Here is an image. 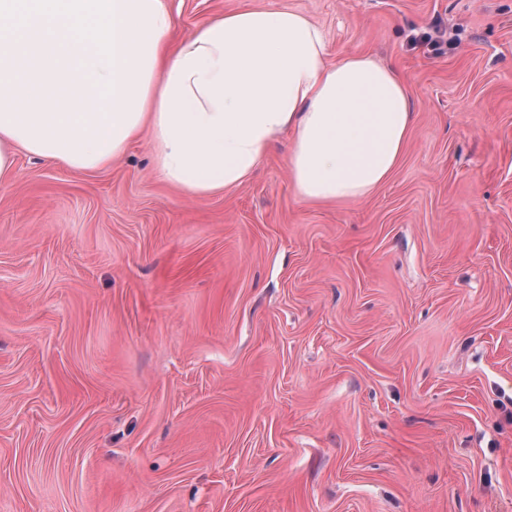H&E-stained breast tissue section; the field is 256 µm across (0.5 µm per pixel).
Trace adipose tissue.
<instances>
[{
    "label": "adipose tissue",
    "instance_id": "1",
    "mask_svg": "<svg viewBox=\"0 0 512 512\" xmlns=\"http://www.w3.org/2000/svg\"><path fill=\"white\" fill-rule=\"evenodd\" d=\"M173 28L163 0H0V183L18 153L97 170L144 134L190 197L244 184L282 137L308 203L366 199L399 168L413 110L393 65L329 60L322 27L291 8Z\"/></svg>",
    "mask_w": 512,
    "mask_h": 512
}]
</instances>
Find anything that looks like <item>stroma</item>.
I'll use <instances>...</instances> for the list:
<instances>
[{
    "instance_id": "stroma-1",
    "label": "stroma",
    "mask_w": 512,
    "mask_h": 512,
    "mask_svg": "<svg viewBox=\"0 0 512 512\" xmlns=\"http://www.w3.org/2000/svg\"><path fill=\"white\" fill-rule=\"evenodd\" d=\"M292 8L412 90L404 160L311 205L280 139L190 198L147 139L0 185V512H512V0ZM437 33L438 45L413 44Z\"/></svg>"
}]
</instances>
